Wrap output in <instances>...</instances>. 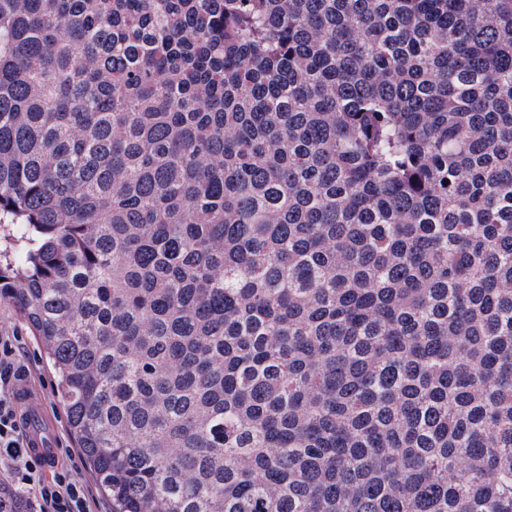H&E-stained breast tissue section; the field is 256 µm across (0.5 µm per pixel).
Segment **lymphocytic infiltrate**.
Segmentation results:
<instances>
[{
	"label": "lymphocytic infiltrate",
	"mask_w": 512,
	"mask_h": 512,
	"mask_svg": "<svg viewBox=\"0 0 512 512\" xmlns=\"http://www.w3.org/2000/svg\"><path fill=\"white\" fill-rule=\"evenodd\" d=\"M23 345L19 333L0 331V478L21 494L29 512H95L70 449L60 451L64 464L51 467L28 452L16 411L17 388L29 375L21 361Z\"/></svg>",
	"instance_id": "obj_1"
}]
</instances>
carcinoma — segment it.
Returning a JSON list of instances; mask_svg holds the SVG:
<instances>
[{"instance_id": "obj_1", "label": "carcinoma", "mask_w": 512, "mask_h": 512, "mask_svg": "<svg viewBox=\"0 0 512 512\" xmlns=\"http://www.w3.org/2000/svg\"><path fill=\"white\" fill-rule=\"evenodd\" d=\"M0 243L112 512H512V0H0Z\"/></svg>"}]
</instances>
